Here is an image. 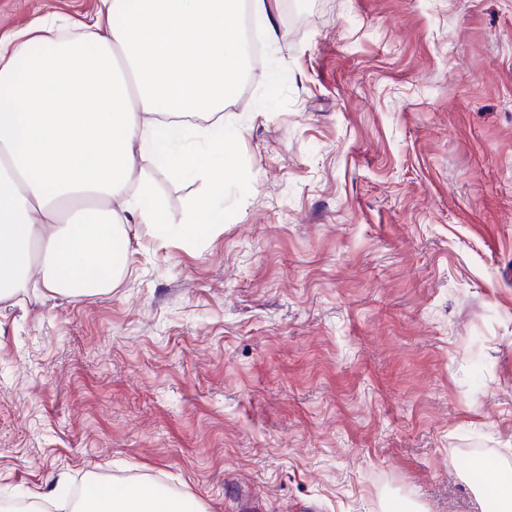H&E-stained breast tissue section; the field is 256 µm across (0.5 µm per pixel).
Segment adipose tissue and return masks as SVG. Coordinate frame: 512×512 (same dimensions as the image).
Listing matches in <instances>:
<instances>
[{
    "label": "adipose tissue",
    "instance_id": "obj_1",
    "mask_svg": "<svg viewBox=\"0 0 512 512\" xmlns=\"http://www.w3.org/2000/svg\"><path fill=\"white\" fill-rule=\"evenodd\" d=\"M273 2L99 0L76 35L41 20L0 39V300L28 288L51 297L108 293L124 268L130 219L169 233L157 212L139 206L149 182L131 181L145 153L208 186L179 235L218 223L229 140L193 130L207 164L170 143L185 133L181 117L223 111L246 66L244 14L277 41ZM94 512L175 510L139 487L101 491Z\"/></svg>",
    "mask_w": 512,
    "mask_h": 512
}]
</instances>
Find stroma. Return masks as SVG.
Listing matches in <instances>:
<instances>
[{
    "label": "stroma",
    "mask_w": 512,
    "mask_h": 512,
    "mask_svg": "<svg viewBox=\"0 0 512 512\" xmlns=\"http://www.w3.org/2000/svg\"><path fill=\"white\" fill-rule=\"evenodd\" d=\"M224 103L223 222L0 301V501L482 512L512 467V0H295ZM97 0H0V37ZM146 210L203 191L152 156ZM93 501L95 512H175L172 503L147 488H134L123 496L102 490Z\"/></svg>",
    "instance_id": "35a3bbf8"
}]
</instances>
